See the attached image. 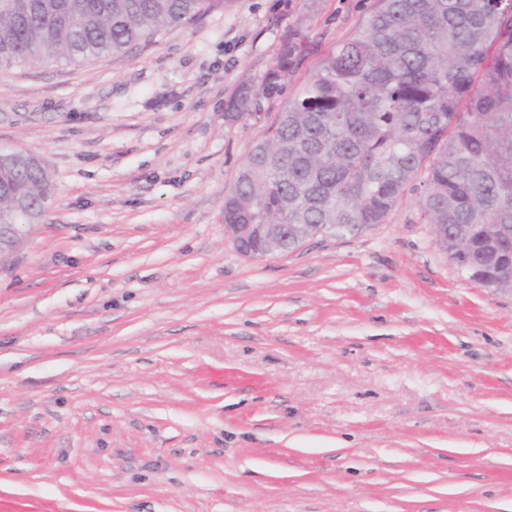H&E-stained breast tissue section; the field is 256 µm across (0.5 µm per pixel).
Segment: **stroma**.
Returning <instances> with one entry per match:
<instances>
[{
    "instance_id": "1",
    "label": "stroma",
    "mask_w": 512,
    "mask_h": 512,
    "mask_svg": "<svg viewBox=\"0 0 512 512\" xmlns=\"http://www.w3.org/2000/svg\"><path fill=\"white\" fill-rule=\"evenodd\" d=\"M377 3L232 0L0 69V148L53 185L0 259V512H512V290L448 258L419 191L285 255L224 234L252 147ZM300 51V42L295 38L286 40L280 47L275 65L268 76V89H273L276 81L288 75V71L293 67L296 55Z\"/></svg>"
}]
</instances>
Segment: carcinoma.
Returning a JSON list of instances; mask_svg holds the SVG:
<instances>
[{
  "label": "carcinoma",
  "mask_w": 512,
  "mask_h": 512,
  "mask_svg": "<svg viewBox=\"0 0 512 512\" xmlns=\"http://www.w3.org/2000/svg\"><path fill=\"white\" fill-rule=\"evenodd\" d=\"M231 0H0V68L124 54ZM286 40L268 88L288 75ZM458 267L512 257V0H382L331 50L249 154L226 224H300L337 238L383 224L407 187ZM51 187L28 157L0 162V224H38Z\"/></svg>",
  "instance_id": "obj_1"
}]
</instances>
